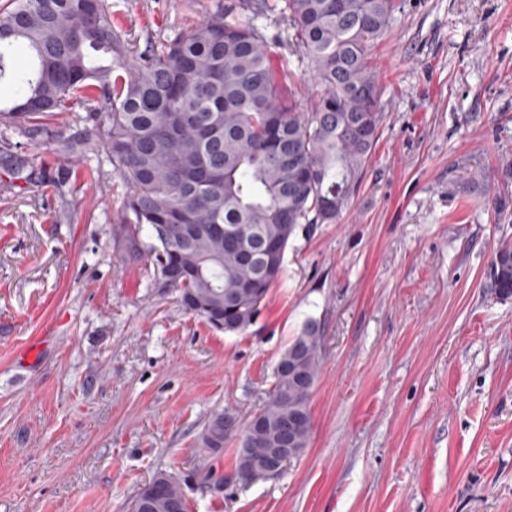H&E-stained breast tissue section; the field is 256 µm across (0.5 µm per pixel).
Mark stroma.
<instances>
[{
    "mask_svg": "<svg viewBox=\"0 0 512 512\" xmlns=\"http://www.w3.org/2000/svg\"><path fill=\"white\" fill-rule=\"evenodd\" d=\"M225 0H106L134 49ZM383 120L347 207L304 224L255 323L214 330L121 243L126 185L82 151L0 123V512H128L158 471L191 512H512V300L488 288L512 244V0H404L371 48ZM93 169L86 181L80 171ZM323 336L303 453L274 479L227 475L279 354ZM37 345V360L25 350ZM227 412L224 450L201 451Z\"/></svg>",
    "mask_w": 512,
    "mask_h": 512,
    "instance_id": "stroma-1",
    "label": "stroma"
}]
</instances>
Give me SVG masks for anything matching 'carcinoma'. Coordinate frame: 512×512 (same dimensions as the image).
<instances>
[{
	"mask_svg": "<svg viewBox=\"0 0 512 512\" xmlns=\"http://www.w3.org/2000/svg\"><path fill=\"white\" fill-rule=\"evenodd\" d=\"M394 0H237L191 32L134 52L104 0H11L0 11V77L17 90L0 119L27 123L49 144L58 117L76 103L96 121L98 141L129 192L123 204L126 251L147 258L154 280H169L182 308L217 331L253 325L282 278L285 254L302 224L335 221L376 144L382 120L373 43L389 27ZM276 15L313 72L316 101L297 111L287 74L270 57L256 21ZM25 48L28 65L14 52ZM148 232L149 241L142 239ZM488 287L512 299V245L493 254ZM323 336L308 326L280 354L274 384L251 417L233 475L262 479L246 451L272 448L289 426L294 457L307 448L308 399ZM224 423L208 420L206 451H224ZM190 512L180 483L158 472L131 512Z\"/></svg>",
	"mask_w": 512,
	"mask_h": 512,
	"instance_id": "obj_1",
	"label": "carcinoma"
}]
</instances>
